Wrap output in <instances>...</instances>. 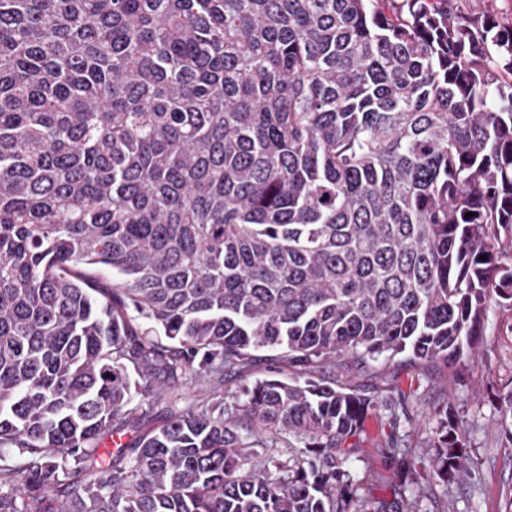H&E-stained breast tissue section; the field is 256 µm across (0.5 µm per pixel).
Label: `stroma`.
<instances>
[{
    "label": "stroma",
    "mask_w": 512,
    "mask_h": 512,
    "mask_svg": "<svg viewBox=\"0 0 512 512\" xmlns=\"http://www.w3.org/2000/svg\"><path fill=\"white\" fill-rule=\"evenodd\" d=\"M324 373L368 396L402 394L408 399L409 418L394 421L392 409L383 404L364 421L359 458L351 466L361 495L372 502H389L397 495L413 499L411 485L394 492L396 465L383 448L396 429L406 435L412 454L430 457L429 440L437 426L433 410L445 403L467 425L469 454L478 470L476 482L449 485L448 512H503L502 492L512 486V446L499 434L503 392L512 386V311H489L475 357L455 366L441 362L416 366L400 355L358 368L338 362Z\"/></svg>",
    "instance_id": "1"
}]
</instances>
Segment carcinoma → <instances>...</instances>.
<instances>
[{"label":"carcinoma","instance_id":"obj_1","mask_svg":"<svg viewBox=\"0 0 512 512\" xmlns=\"http://www.w3.org/2000/svg\"><path fill=\"white\" fill-rule=\"evenodd\" d=\"M493 305L512 25L458 0H0V512H385L349 466L391 399L322 369L459 362ZM261 350L293 376L226 407ZM201 381L140 432L137 396ZM435 415L428 462L388 448L448 512L435 486L475 466Z\"/></svg>","mask_w":512,"mask_h":512}]
</instances>
